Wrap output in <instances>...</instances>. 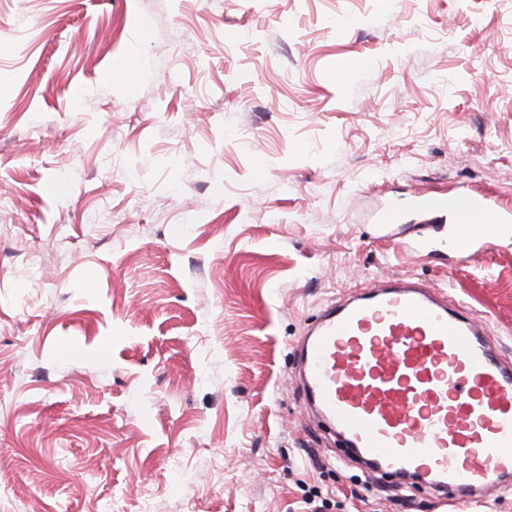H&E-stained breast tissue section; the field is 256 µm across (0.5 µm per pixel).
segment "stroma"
Returning <instances> with one entry per match:
<instances>
[{
	"label": "stroma",
	"mask_w": 512,
	"mask_h": 512,
	"mask_svg": "<svg viewBox=\"0 0 512 512\" xmlns=\"http://www.w3.org/2000/svg\"><path fill=\"white\" fill-rule=\"evenodd\" d=\"M0 40V512H437L293 353L409 278L512 363V236L412 207L512 206V0H0ZM414 205L425 218L433 217L444 210H451L454 224L470 228L465 244L478 239L496 238L503 228L504 234L509 230L512 232V227L505 228L512 223V211L499 206L495 197L478 196L466 191L450 197L422 194L414 200Z\"/></svg>",
	"instance_id": "35a3bbf8"
}]
</instances>
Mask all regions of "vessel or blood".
Listing matches in <instances>:
<instances>
[{"mask_svg": "<svg viewBox=\"0 0 512 512\" xmlns=\"http://www.w3.org/2000/svg\"><path fill=\"white\" fill-rule=\"evenodd\" d=\"M414 205L425 217L452 211L473 241L512 225V209L466 191ZM298 359L307 402L372 471L442 504L512 481V365L473 317L426 287L383 281L330 304Z\"/></svg>", "mask_w": 512, "mask_h": 512, "instance_id": "1", "label": "vessel or blood"}]
</instances>
